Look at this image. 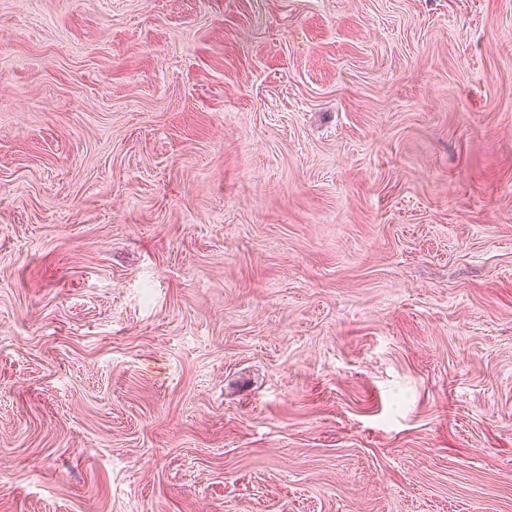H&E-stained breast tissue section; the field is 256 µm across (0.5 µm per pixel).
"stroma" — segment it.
Returning <instances> with one entry per match:
<instances>
[{
	"label": "stroma",
	"instance_id": "1",
	"mask_svg": "<svg viewBox=\"0 0 512 512\" xmlns=\"http://www.w3.org/2000/svg\"><path fill=\"white\" fill-rule=\"evenodd\" d=\"M0 512H512V0H0Z\"/></svg>",
	"mask_w": 512,
	"mask_h": 512
}]
</instances>
